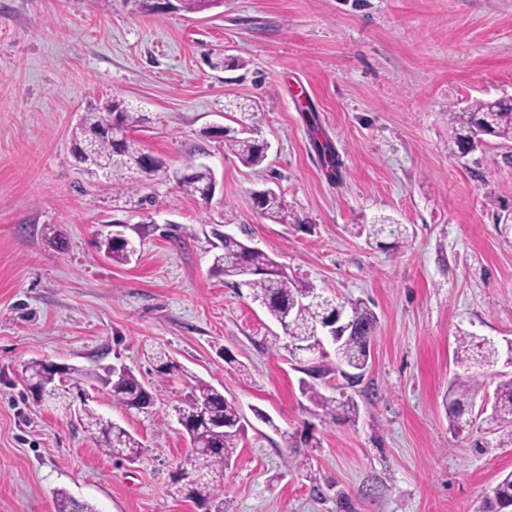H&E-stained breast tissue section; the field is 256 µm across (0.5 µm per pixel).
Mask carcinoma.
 <instances>
[{
  "label": "carcinoma",
  "mask_w": 512,
  "mask_h": 512,
  "mask_svg": "<svg viewBox=\"0 0 512 512\" xmlns=\"http://www.w3.org/2000/svg\"><path fill=\"white\" fill-rule=\"evenodd\" d=\"M112 117L119 126L129 132L142 121V115L129 103L108 99L92 106L83 113L79 123L71 131V144L84 141L91 133L104 127L107 118ZM448 121L454 133V145L463 153L485 136L512 140V98L475 100L466 108L448 113ZM224 142L237 153L242 162L251 167L261 165L267 158L263 142L255 138H238L230 135V129L222 132ZM98 157L110 166L109 180L112 185L123 189L139 182L150 180L160 172H166L164 162L153 156L146 161L143 149L134 138L115 141L102 137L96 144ZM183 174L176 180L177 186L188 194H200L215 184L211 169L194 160H188L182 167ZM262 216L285 223L290 217L288 205L282 196L273 191L263 192L255 199ZM393 223L389 216L380 215L369 224L361 225L367 238L377 242L383 238L385 226ZM99 246L107 257L117 263L129 261L136 249L131 240L102 239ZM212 271L230 278L235 285L243 284L252 292L253 298L261 303L268 314L281 324L288 338V347L301 350V345H311L316 339L315 329L331 317L336 310L333 297L311 298L314 287L307 282L288 276L280 265L258 248L233 238L221 239L219 252L214 255ZM356 329L336 344L338 359L348 367L343 375L352 380L359 379L366 371L371 354V343L377 328V317L363 302H351ZM499 350L494 342L465 333L457 338L455 361L461 372L449 382L445 395L448 410L449 429L454 436L472 430L475 423L469 419L468 411L480 391L477 370L497 363ZM149 359L155 364L158 375L168 377L179 374L184 368L162 352L152 353ZM29 376L35 378L36 388L57 386L64 379H78L84 371L77 367L60 370L42 360L29 362L25 366ZM111 387L113 404L127 410L144 409L154 404L153 395L144 387L134 373L126 368L119 373L107 369L103 378ZM304 393L316 406L346 414L356 413V406L350 400L341 401L322 394L312 385L303 386ZM178 423L189 438L190 448L171 475L169 493L187 499L202 509L213 506L224 488V471L228 468L244 436L246 420L238 405L224 396L216 387L198 380L182 398V405L176 408ZM82 426L94 438L99 448L125 460H135L144 450L142 442L124 427L104 417L89 404H83L78 414ZM505 429L500 446L512 447V378L499 382L494 390V408L486 417ZM512 500V473L503 477L486 496V512H502L504 502ZM55 512H97L87 501L75 499L69 492L59 489L55 493Z\"/></svg>",
  "instance_id": "cac0c4a2"
}]
</instances>
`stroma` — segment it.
Segmentation results:
<instances>
[{"mask_svg":"<svg viewBox=\"0 0 512 512\" xmlns=\"http://www.w3.org/2000/svg\"><path fill=\"white\" fill-rule=\"evenodd\" d=\"M109 97L143 115L132 135L170 172L117 190L71 153L77 115ZM512 98V0H0V512H54L67 490L97 512H198L168 494L189 443L175 411L186 378H162L164 350L188 376L239 403L248 421L224 478L221 512H483L512 472V447L479 423L451 433L444 398L461 332L498 345L485 391L512 377V143L453 149L448 111ZM221 124L270 145L249 167L208 137ZM332 147L335 168L324 160ZM209 165L215 194L182 192L186 159ZM271 188L293 213L253 207ZM396 245L359 235L378 215ZM123 224L126 264L97 246ZM257 246L289 275L366 302L377 331L355 384L333 345L289 353L248 289L210 272L216 235ZM65 250L49 242L52 233ZM87 369L71 393L145 446L106 454L64 409L37 404L22 368ZM352 400L344 420L301 392ZM123 366L155 403L126 410L96 378ZM309 430L310 471L291 443Z\"/></svg>","mask_w":512,"mask_h":512,"instance_id":"obj_1","label":"stroma"}]
</instances>
